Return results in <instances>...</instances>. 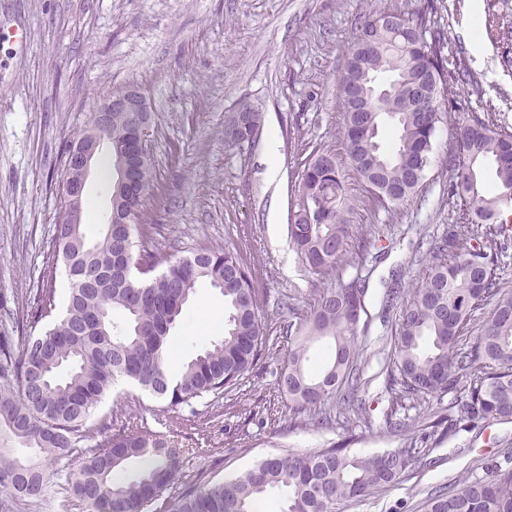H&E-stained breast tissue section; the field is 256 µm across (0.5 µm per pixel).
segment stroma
Segmentation results:
<instances>
[{
  "label": "stroma",
  "mask_w": 512,
  "mask_h": 512,
  "mask_svg": "<svg viewBox=\"0 0 512 512\" xmlns=\"http://www.w3.org/2000/svg\"><path fill=\"white\" fill-rule=\"evenodd\" d=\"M419 0H0V23L24 22L27 46L0 42V331L18 335L16 312L36 290L52 285L57 305L70 288L64 270L44 276L60 216L59 185L70 140L101 97L137 86L151 108L148 145L157 186L143 207L144 230L155 251L173 259L200 248H227L249 267L258 313L269 342L255 368L235 386L192 405L161 408L140 389L117 382L87 422L89 447L109 429L153 430L185 448L181 485L225 480L256 461L289 451L342 445L361 454L404 447L416 438L427 468L408 471L394 486L340 505L338 512H424L435 489L463 478H489V465L512 467V422H461L449 437L432 425L448 417L447 394L408 397L392 405L386 389L398 300L422 279L432 242L459 224L448 204L454 177L448 152L464 117L496 106L512 125V0H436L435 21L447 36L444 52L464 59L471 82L446 105L420 187L401 206L380 202L353 170H345L354 205L355 238L336 271L319 279L306 270L287 232L291 186L312 150L344 157L338 85L356 26L370 12L414 9ZM479 22L471 24V7ZM262 114L254 144L224 142V116L240 103ZM276 156L280 173L267 176ZM109 155H102V164ZM100 168L89 177L83 222L96 241L108 214L111 181ZM357 282L366 290L360 323L367 414L342 424L335 397L323 409L333 422L304 414L292 424V405L277 383L288 361L286 329L310 311L324 285ZM223 311L224 299L199 283L171 329L179 371L223 324L204 326L202 311ZM405 422L393 432L386 414ZM71 455L48 471L43 498L13 500L0 491V512H90L74 495Z\"/></svg>",
  "instance_id": "stroma-1"
}]
</instances>
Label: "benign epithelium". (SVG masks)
Masks as SVG:
<instances>
[{"label":"benign epithelium","mask_w":512,"mask_h":512,"mask_svg":"<svg viewBox=\"0 0 512 512\" xmlns=\"http://www.w3.org/2000/svg\"><path fill=\"white\" fill-rule=\"evenodd\" d=\"M98 126H112V113L133 112L135 118L130 126L131 134L115 150L111 151L112 165L115 170V190L127 203L126 211L113 210L110 212L109 224H127L129 217L138 208L142 198L136 170L140 162L148 154V142L151 137V124L145 94L131 88L127 95L118 100L108 96L99 101L93 109ZM112 145V139L95 130L88 136L69 147L67 159L68 173L62 182L61 190L66 198L78 201L83 198L87 180L94 168L103 145Z\"/></svg>","instance_id":"benign-epithelium-1"}]
</instances>
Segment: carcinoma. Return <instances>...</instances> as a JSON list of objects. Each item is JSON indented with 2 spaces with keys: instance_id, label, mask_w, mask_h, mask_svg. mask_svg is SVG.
Listing matches in <instances>:
<instances>
[{
  "instance_id": "1",
  "label": "carcinoma",
  "mask_w": 512,
  "mask_h": 512,
  "mask_svg": "<svg viewBox=\"0 0 512 512\" xmlns=\"http://www.w3.org/2000/svg\"><path fill=\"white\" fill-rule=\"evenodd\" d=\"M433 5L425 0L411 13L398 8L375 12L359 22L348 52L349 78L390 74L388 93L375 112H352L343 96V141L349 165L385 196L404 204L420 186L429 162L442 108L418 107L414 88L432 79L437 97L450 100L471 79L468 66L444 54L446 36L432 23ZM391 122L398 146L381 151L379 133ZM495 169L493 190L485 188V164ZM456 179L448 183V203L462 219L480 226L459 242L458 231L430 247L425 280L397 311L392 368L387 374L393 400L446 393L466 380L460 416L476 420L512 419V291L495 276L496 252L512 241V223L502 218L512 207V129L493 113L474 115L456 127V150L448 155ZM336 154H312L291 186L288 238L311 273L328 276L347 253L352 239L349 198ZM136 213L129 224L112 225L89 242L84 224H60L53 264H62L71 288L62 316L40 328L56 307L55 290L39 288L23 336L0 335V489L15 497L38 499L53 462L84 447L87 422L127 378L167 408L189 406L209 393L234 386L257 364L265 340L248 268L229 250L205 248L170 265L153 278L137 271L162 257L133 241ZM205 280L224 296V338L210 343L174 374L167 366V339L183 306ZM356 284L319 290L310 312L288 325L287 367L278 389L294 414L315 411L335 394L355 410L360 384L361 317L352 307L364 304ZM493 307L477 341L459 347L475 309ZM124 312L123 322L112 312ZM315 342L328 347L326 365L308 367ZM35 448L33 458L13 456V445ZM184 450L151 431L111 434L101 449L84 454L71 474L74 494L91 512H255L256 502L274 490L287 491L280 512H337L343 503L363 499L399 482L423 462L414 444L381 454L359 455L348 448L290 451L266 457L239 476L189 485L169 500L178 482ZM130 461L141 465L133 481H117L116 471ZM426 512H512V470L489 481L462 480L452 491L432 494Z\"/></svg>"
}]
</instances>
